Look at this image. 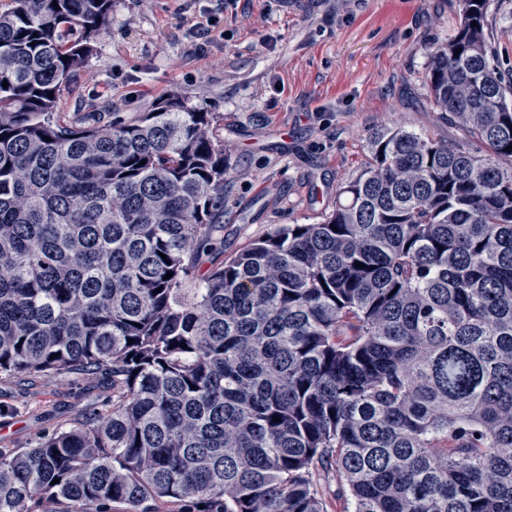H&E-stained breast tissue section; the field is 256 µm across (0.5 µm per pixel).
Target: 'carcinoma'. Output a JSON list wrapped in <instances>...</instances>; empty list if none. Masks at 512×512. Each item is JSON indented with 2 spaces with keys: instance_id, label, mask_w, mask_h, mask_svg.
<instances>
[{
  "instance_id": "obj_1",
  "label": "carcinoma",
  "mask_w": 512,
  "mask_h": 512,
  "mask_svg": "<svg viewBox=\"0 0 512 512\" xmlns=\"http://www.w3.org/2000/svg\"><path fill=\"white\" fill-rule=\"evenodd\" d=\"M487 5L428 50L461 140L379 130L321 223L219 263L224 115H64L112 0L0 6V375L112 391L0 452V512H327L332 480L344 512H512V83Z\"/></svg>"
}]
</instances>
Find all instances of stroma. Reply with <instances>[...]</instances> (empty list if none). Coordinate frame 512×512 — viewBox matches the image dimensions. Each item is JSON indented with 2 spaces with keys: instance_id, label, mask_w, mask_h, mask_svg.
Segmentation results:
<instances>
[{
  "instance_id": "obj_1",
  "label": "stroma",
  "mask_w": 512,
  "mask_h": 512,
  "mask_svg": "<svg viewBox=\"0 0 512 512\" xmlns=\"http://www.w3.org/2000/svg\"><path fill=\"white\" fill-rule=\"evenodd\" d=\"M459 0H112L109 29L60 96L66 113L131 117L164 98L224 115V254L287 224L322 222L378 130L461 136L429 104L427 48ZM488 38L512 77V0H491ZM102 397L71 376H0V449L29 447Z\"/></svg>"
}]
</instances>
